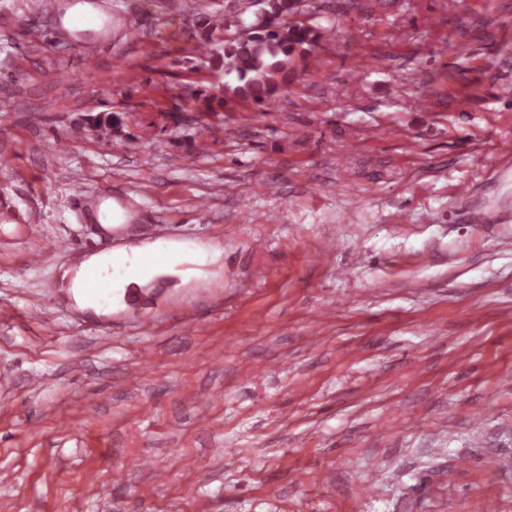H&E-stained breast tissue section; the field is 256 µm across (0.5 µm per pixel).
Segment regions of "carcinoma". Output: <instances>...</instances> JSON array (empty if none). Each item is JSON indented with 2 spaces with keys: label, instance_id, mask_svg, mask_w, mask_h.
<instances>
[{
  "label": "carcinoma",
  "instance_id": "1",
  "mask_svg": "<svg viewBox=\"0 0 512 512\" xmlns=\"http://www.w3.org/2000/svg\"><path fill=\"white\" fill-rule=\"evenodd\" d=\"M320 10L315 0H243V6L232 15L203 14L197 17L200 30L199 51L210 55L216 71L234 78L235 85L226 90L243 101L267 103L294 70L297 59L314 53L322 38L320 28L298 18L301 2ZM264 5L256 21L244 24V34L227 36L230 28L238 27L245 11Z\"/></svg>",
  "mask_w": 512,
  "mask_h": 512
}]
</instances>
